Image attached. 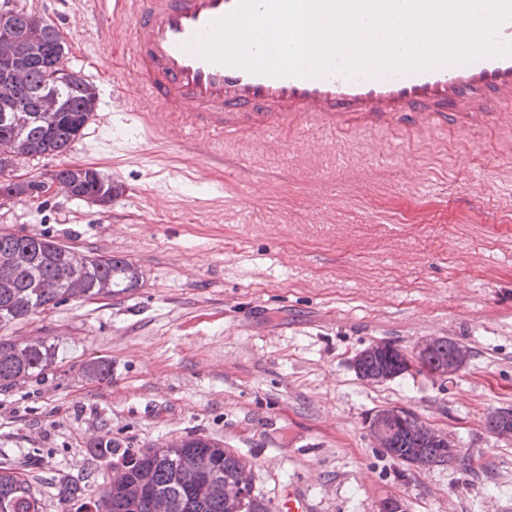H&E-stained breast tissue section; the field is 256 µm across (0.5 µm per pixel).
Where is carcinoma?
I'll return each instance as SVG.
<instances>
[{"instance_id": "cac0c4a2", "label": "carcinoma", "mask_w": 512, "mask_h": 512, "mask_svg": "<svg viewBox=\"0 0 512 512\" xmlns=\"http://www.w3.org/2000/svg\"><path fill=\"white\" fill-rule=\"evenodd\" d=\"M3 16L7 20L4 31H0V110L19 105L30 112H15V117L25 119L31 112L46 117L18 133L0 124V196L14 198L31 196L39 189L35 180L12 181L10 172L15 161L64 153L94 116L98 98L95 87L76 73L58 86L40 88L62 52L58 31L23 11L7 10L0 13V18ZM54 175L77 194L102 191L110 198L119 192L112 179L92 167H63ZM140 281L139 268L122 257L80 253L46 235L0 231V329L71 299L128 293L139 287ZM57 353L53 342L33 341L18 349L11 339L0 336V387L43 375ZM426 355L436 368L453 375L465 368L473 351L464 343L439 337L432 340ZM403 359L400 347L385 340L375 341L359 352L354 371L363 381L383 383L406 372ZM83 372L88 378L103 379L110 367L103 360H93L85 364ZM374 417L388 434L391 457L453 464L448 446L429 436L430 426L417 415L403 417L391 406L376 410ZM198 456L210 457L220 473L202 498L197 488L207 479L191 468V461ZM121 460L124 472L120 482L143 488L139 502L125 499V493L110 480L97 489L63 480L57 495L65 500H84L85 512H270L255 495L243 503L235 495L224 494V486L234 483L240 472L252 465L214 439L187 435L168 441L161 454L150 448L137 453L125 451ZM0 512H39V500L27 480L2 468Z\"/></svg>"}]
</instances>
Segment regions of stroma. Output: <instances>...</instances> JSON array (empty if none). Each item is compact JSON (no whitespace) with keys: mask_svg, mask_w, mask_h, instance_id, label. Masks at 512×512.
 <instances>
[{"mask_svg":"<svg viewBox=\"0 0 512 512\" xmlns=\"http://www.w3.org/2000/svg\"><path fill=\"white\" fill-rule=\"evenodd\" d=\"M90 3L0 0L55 27L67 67L98 91L97 118L66 152L20 159L12 176L90 166L120 193L105 207L52 188L0 198V228L123 257L142 280L11 329L58 356L0 389V468L30 483L41 512H79L55 486L107 481L99 442L135 452L197 434L251 463L271 512L290 488L310 512H379L389 498L407 512H512V442L487 427L512 408V128L453 113L442 129L407 113L347 134L299 122L277 140L211 136L200 158L142 127L135 90L114 109L131 33L102 31ZM228 156L250 175L226 173ZM430 336L469 345L468 366L356 377L369 343ZM96 358L107 380L84 376ZM389 406L446 431L460 463L413 471L378 453L363 422Z\"/></svg>","mask_w":512,"mask_h":512,"instance_id":"stroma-1","label":"stroma"}]
</instances>
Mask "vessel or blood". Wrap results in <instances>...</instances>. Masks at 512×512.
Segmentation results:
<instances>
[{
  "label": "vessel or blood",
  "instance_id": "b4317fda",
  "mask_svg": "<svg viewBox=\"0 0 512 512\" xmlns=\"http://www.w3.org/2000/svg\"><path fill=\"white\" fill-rule=\"evenodd\" d=\"M239 0H98L102 28L133 33L129 71L150 104L142 119L157 129L278 137L296 119L339 129L351 117L371 122L412 112L422 127L443 114H485L512 122V55L438 65L390 76L340 73L275 77L211 62L189 45Z\"/></svg>",
  "mask_w": 512,
  "mask_h": 512
}]
</instances>
